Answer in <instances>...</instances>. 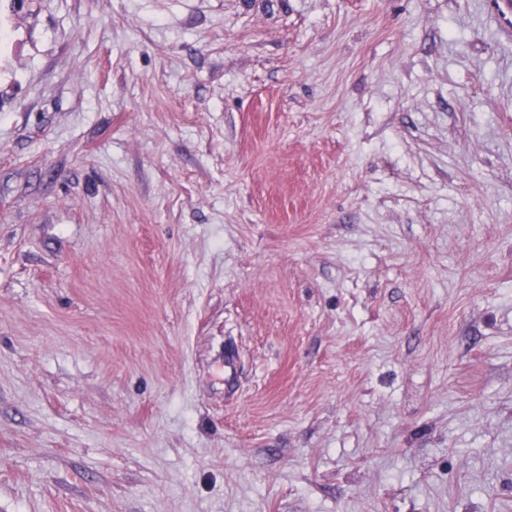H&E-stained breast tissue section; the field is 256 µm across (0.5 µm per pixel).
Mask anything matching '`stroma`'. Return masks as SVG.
Masks as SVG:
<instances>
[{"label": "stroma", "instance_id": "1", "mask_svg": "<svg viewBox=\"0 0 512 512\" xmlns=\"http://www.w3.org/2000/svg\"><path fill=\"white\" fill-rule=\"evenodd\" d=\"M0 512H512L502 0H0Z\"/></svg>", "mask_w": 512, "mask_h": 512}]
</instances>
